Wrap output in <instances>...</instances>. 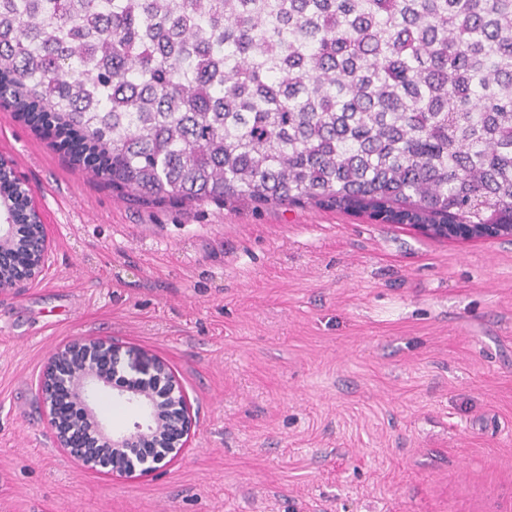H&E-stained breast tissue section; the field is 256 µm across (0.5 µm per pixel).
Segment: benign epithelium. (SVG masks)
I'll use <instances>...</instances> for the list:
<instances>
[{"instance_id": "1", "label": "benign epithelium", "mask_w": 512, "mask_h": 512, "mask_svg": "<svg viewBox=\"0 0 512 512\" xmlns=\"http://www.w3.org/2000/svg\"><path fill=\"white\" fill-rule=\"evenodd\" d=\"M440 239L512 240L511 224L419 226ZM41 241L30 246L21 274L0 290L20 288L34 280L48 254L45 225ZM140 416L133 427L112 431L96 411L102 392ZM51 437L57 448L82 466L113 479L142 478L177 462L189 447L196 424L180 380L162 359L125 360L110 340L78 337L58 348L46 362L38 383Z\"/></svg>"}]
</instances>
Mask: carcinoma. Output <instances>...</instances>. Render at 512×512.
Masks as SVG:
<instances>
[{"mask_svg":"<svg viewBox=\"0 0 512 512\" xmlns=\"http://www.w3.org/2000/svg\"><path fill=\"white\" fill-rule=\"evenodd\" d=\"M4 75L142 200L512 224V0H0Z\"/></svg>","mask_w":512,"mask_h":512,"instance_id":"cac0c4a2","label":"carcinoma"}]
</instances>
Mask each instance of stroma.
<instances>
[{
	"instance_id": "obj_1",
	"label": "stroma",
	"mask_w": 512,
	"mask_h": 512,
	"mask_svg": "<svg viewBox=\"0 0 512 512\" xmlns=\"http://www.w3.org/2000/svg\"><path fill=\"white\" fill-rule=\"evenodd\" d=\"M47 227L0 291V512H512V242L315 205L143 204L11 106ZM78 336L164 359L196 412L152 476L55 447L43 366ZM40 226L41 241L38 246L32 245L28 248L29 254H27L22 260L19 269L21 274L16 277L12 283L2 284L0 283V290L9 288H21L25 283L34 280L40 273L44 266L47 254H48V237L46 234V228L44 224H37Z\"/></svg>"
}]
</instances>
